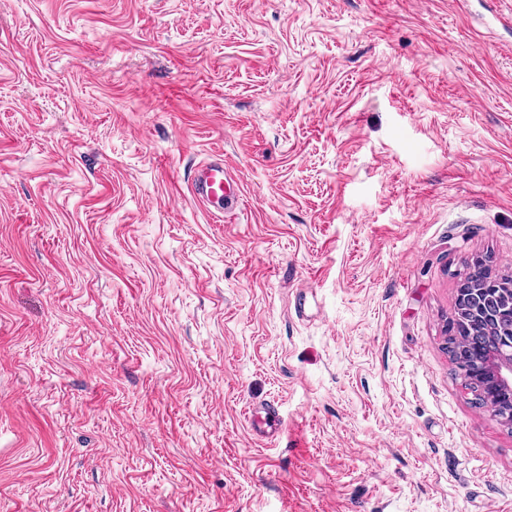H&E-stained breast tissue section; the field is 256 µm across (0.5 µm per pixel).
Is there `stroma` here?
Returning a JSON list of instances; mask_svg holds the SVG:
<instances>
[{
    "label": "stroma",
    "mask_w": 512,
    "mask_h": 512,
    "mask_svg": "<svg viewBox=\"0 0 512 512\" xmlns=\"http://www.w3.org/2000/svg\"><path fill=\"white\" fill-rule=\"evenodd\" d=\"M485 257L512 0H5L0 512H512L448 355ZM233 183L235 180L224 171V159L219 156L200 166L191 184V192L208 211L227 212L236 209L241 200ZM253 430L260 437L278 435L281 428L280 411L277 403L268 402L250 408Z\"/></svg>",
    "instance_id": "35a3bbf8"
}]
</instances>
